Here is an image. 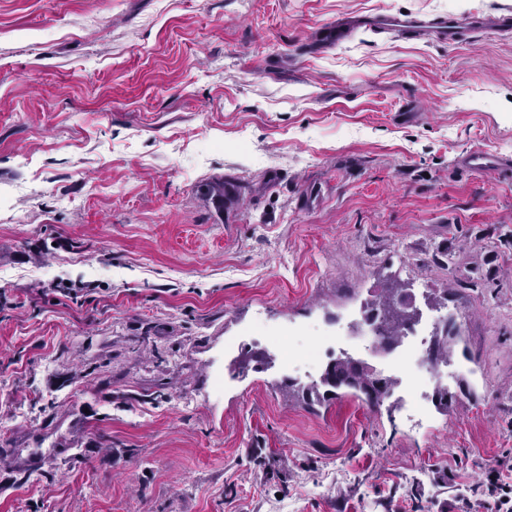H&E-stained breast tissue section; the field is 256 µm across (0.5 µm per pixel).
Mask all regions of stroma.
Returning <instances> with one entry per match:
<instances>
[{
    "mask_svg": "<svg viewBox=\"0 0 512 512\" xmlns=\"http://www.w3.org/2000/svg\"><path fill=\"white\" fill-rule=\"evenodd\" d=\"M404 13L512 0H0V512L481 496L512 454V177L458 158L512 156V33L310 46ZM389 288L456 320L447 411L289 400L301 348ZM253 339L284 370L239 371Z\"/></svg>",
    "mask_w": 512,
    "mask_h": 512,
    "instance_id": "1",
    "label": "stroma"
}]
</instances>
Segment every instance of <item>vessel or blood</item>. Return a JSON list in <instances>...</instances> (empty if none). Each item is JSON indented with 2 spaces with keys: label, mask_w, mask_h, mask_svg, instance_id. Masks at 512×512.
Wrapping results in <instances>:
<instances>
[{
  "label": "vessel or blood",
  "mask_w": 512,
  "mask_h": 512,
  "mask_svg": "<svg viewBox=\"0 0 512 512\" xmlns=\"http://www.w3.org/2000/svg\"><path fill=\"white\" fill-rule=\"evenodd\" d=\"M369 26L378 30L396 31L409 37H416L422 32H432L441 41L453 43L468 32L482 29V20L476 18L461 19L456 17H440L431 21H424L416 17L393 16H365L352 21L342 19L335 25L325 29L320 34L323 44H337L347 39L355 26ZM461 165L477 172H492L505 175L512 172V158L490 152L485 149H476L465 154Z\"/></svg>",
  "instance_id": "obj_1"
}]
</instances>
